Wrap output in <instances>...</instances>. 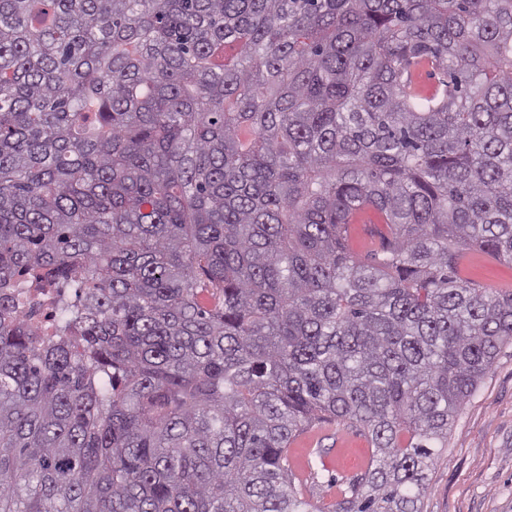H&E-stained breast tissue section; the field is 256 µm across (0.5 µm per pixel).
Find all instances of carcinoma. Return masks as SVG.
<instances>
[{"mask_svg":"<svg viewBox=\"0 0 512 512\" xmlns=\"http://www.w3.org/2000/svg\"><path fill=\"white\" fill-rule=\"evenodd\" d=\"M472 251L512 268V0H0V512H423L512 343ZM51 298L49 288H45L44 291L35 292L29 303L21 309L22 318L42 328L49 327L53 319ZM292 448H295V455L302 466V478L309 475L306 465L309 453L316 448H331L324 459L327 470H322L316 455L311 457L316 474L313 480H308L309 484L312 482L314 493L324 496L326 501L336 498V486L330 489L335 478L360 474L366 468L367 443L344 422L336 421L322 430L315 429L299 437Z\"/></svg>","mask_w":512,"mask_h":512,"instance_id":"1","label":"carcinoma"}]
</instances>
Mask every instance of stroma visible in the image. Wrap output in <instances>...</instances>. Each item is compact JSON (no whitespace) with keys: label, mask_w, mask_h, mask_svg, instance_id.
<instances>
[{"label":"stroma","mask_w":512,"mask_h":512,"mask_svg":"<svg viewBox=\"0 0 512 512\" xmlns=\"http://www.w3.org/2000/svg\"><path fill=\"white\" fill-rule=\"evenodd\" d=\"M299 462L328 449L312 481L315 494L336 496L335 478L363 472L367 443L346 423L313 430L294 444ZM424 512H512V344L498 353L448 432V446L428 473Z\"/></svg>","instance_id":"35a3bbf8"}]
</instances>
